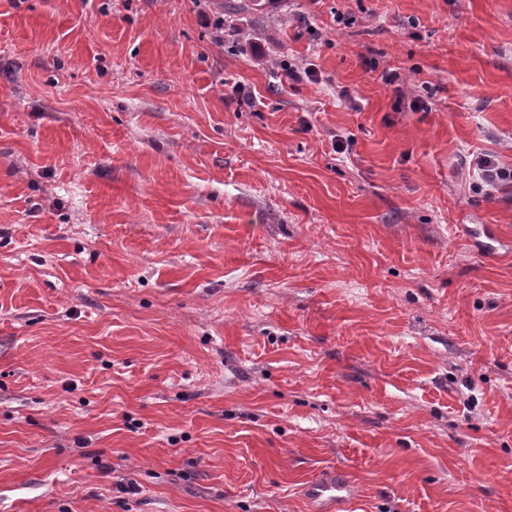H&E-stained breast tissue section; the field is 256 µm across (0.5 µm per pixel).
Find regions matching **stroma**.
I'll return each mask as SVG.
<instances>
[{
	"mask_svg": "<svg viewBox=\"0 0 512 512\" xmlns=\"http://www.w3.org/2000/svg\"><path fill=\"white\" fill-rule=\"evenodd\" d=\"M486 159L512 0H0V512H512ZM314 512H339L352 499V484L345 474L326 470L303 489Z\"/></svg>",
	"mask_w": 512,
	"mask_h": 512,
	"instance_id": "1",
	"label": "stroma"
}]
</instances>
